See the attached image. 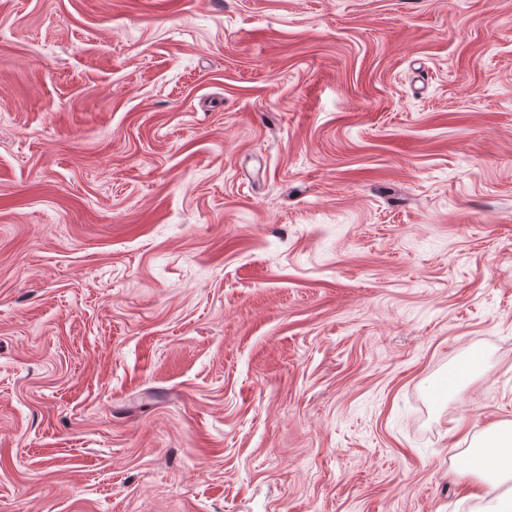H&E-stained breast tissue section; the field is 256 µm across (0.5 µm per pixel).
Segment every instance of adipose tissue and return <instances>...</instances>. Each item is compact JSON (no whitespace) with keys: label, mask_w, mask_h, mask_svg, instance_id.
I'll list each match as a JSON object with an SVG mask.
<instances>
[{"label":"adipose tissue","mask_w":512,"mask_h":512,"mask_svg":"<svg viewBox=\"0 0 512 512\" xmlns=\"http://www.w3.org/2000/svg\"><path fill=\"white\" fill-rule=\"evenodd\" d=\"M465 472L500 483L512 480V422L498 423L472 440L464 457Z\"/></svg>","instance_id":"1"}]
</instances>
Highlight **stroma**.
<instances>
[{
    "label": "stroma",
    "mask_w": 512,
    "mask_h": 512,
    "mask_svg": "<svg viewBox=\"0 0 512 512\" xmlns=\"http://www.w3.org/2000/svg\"><path fill=\"white\" fill-rule=\"evenodd\" d=\"M509 420L512 0H0V512H463ZM464 471L495 483L512 480V422L498 423L471 441Z\"/></svg>",
    "instance_id": "obj_1"
}]
</instances>
